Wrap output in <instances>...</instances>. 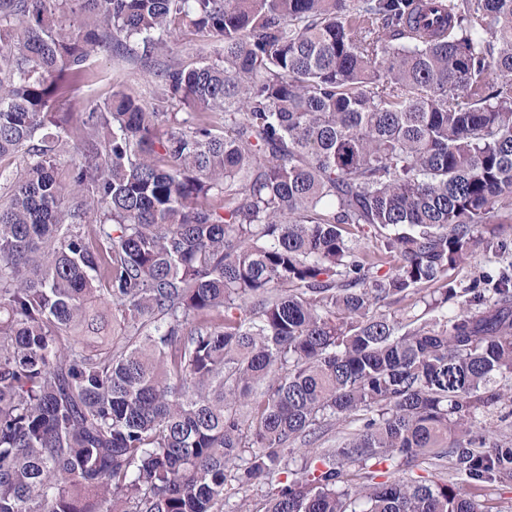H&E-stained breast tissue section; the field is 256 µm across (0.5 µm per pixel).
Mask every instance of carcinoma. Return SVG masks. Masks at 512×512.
Segmentation results:
<instances>
[{
	"label": "carcinoma",
	"instance_id": "carcinoma-1",
	"mask_svg": "<svg viewBox=\"0 0 512 512\" xmlns=\"http://www.w3.org/2000/svg\"><path fill=\"white\" fill-rule=\"evenodd\" d=\"M187 35L217 57L158 62ZM99 52L150 100L59 111ZM16 155L0 512H481L512 473V271L448 280L512 206V0H0Z\"/></svg>",
	"mask_w": 512,
	"mask_h": 512
}]
</instances>
